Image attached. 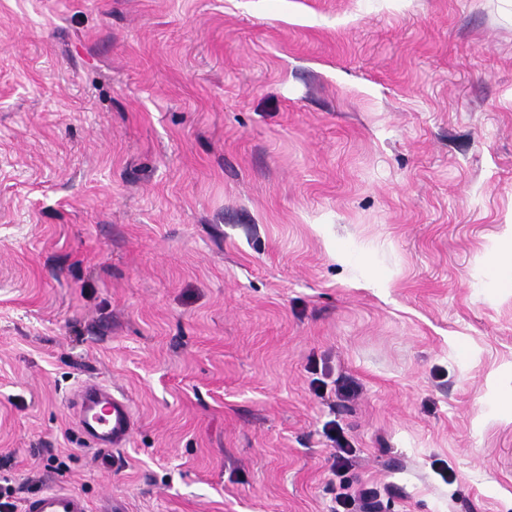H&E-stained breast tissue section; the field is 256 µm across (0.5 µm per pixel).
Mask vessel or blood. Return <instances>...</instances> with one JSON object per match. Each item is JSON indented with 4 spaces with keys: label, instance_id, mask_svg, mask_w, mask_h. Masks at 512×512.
<instances>
[{
    "label": "vessel or blood",
    "instance_id": "vessel-or-blood-1",
    "mask_svg": "<svg viewBox=\"0 0 512 512\" xmlns=\"http://www.w3.org/2000/svg\"><path fill=\"white\" fill-rule=\"evenodd\" d=\"M79 418L83 432L104 449L125 447L135 425L126 399L112 396L93 381L82 386ZM24 512H89V506L79 493L58 487L27 499Z\"/></svg>",
    "mask_w": 512,
    "mask_h": 512
}]
</instances>
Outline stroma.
<instances>
[{"label":"stroma","instance_id":"35a3bbf8","mask_svg":"<svg viewBox=\"0 0 512 512\" xmlns=\"http://www.w3.org/2000/svg\"><path fill=\"white\" fill-rule=\"evenodd\" d=\"M510 224L512 0H0L15 504L512 512ZM79 418L83 432L95 446L104 449L125 447L135 425L126 399L112 396L93 381L82 386ZM349 488V484L340 480L336 504L342 510L336 509V512L381 511L383 502L376 489L366 486L349 491ZM24 512H89L87 501L79 493L63 487L53 488L26 500Z\"/></svg>","mask_w":512,"mask_h":512}]
</instances>
